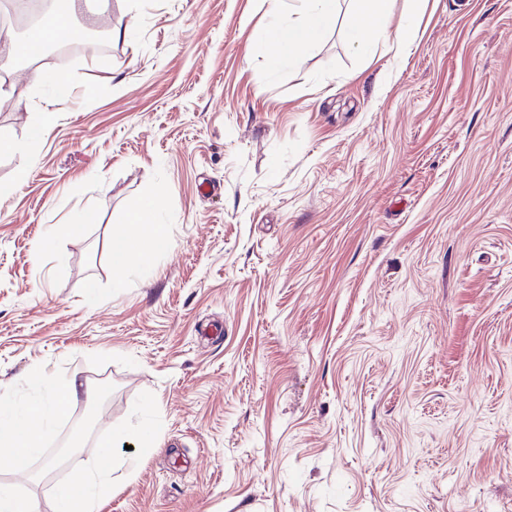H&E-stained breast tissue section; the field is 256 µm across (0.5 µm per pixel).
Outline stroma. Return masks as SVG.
<instances>
[{
    "label": "stroma",
    "instance_id": "obj_1",
    "mask_svg": "<svg viewBox=\"0 0 512 512\" xmlns=\"http://www.w3.org/2000/svg\"><path fill=\"white\" fill-rule=\"evenodd\" d=\"M412 9L405 53L353 49L343 7L276 72L269 0L72 19L44 139L39 110L0 106L29 145L0 153V380L24 402L41 372L105 374L112 399L78 395L0 483L55 512L100 440L151 420L102 512H512V0H395L391 25ZM144 200L168 244L117 290L109 243ZM94 214L92 212H84L77 219L68 222L67 224L54 225V229L51 234L46 237L40 245V249L43 253H49L55 248L56 239L63 234H72L80 231L83 224L92 222Z\"/></svg>",
    "mask_w": 512,
    "mask_h": 512
}]
</instances>
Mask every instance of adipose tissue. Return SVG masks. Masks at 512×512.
Returning a JSON list of instances; mask_svg holds the SVG:
<instances>
[{"mask_svg": "<svg viewBox=\"0 0 512 512\" xmlns=\"http://www.w3.org/2000/svg\"><path fill=\"white\" fill-rule=\"evenodd\" d=\"M393 2L349 0L357 17L356 25L348 33L354 47H368L374 40L389 35L401 48L416 40L419 32L416 13H408L396 30H389ZM270 3L272 12L286 9L302 16L299 23L284 25L272 21L256 32L255 39L263 47L266 65L272 70L296 65L340 7V0H270ZM46 81L51 83L56 98L69 96L72 86L68 75L39 73L26 81H13L8 88L0 87V102L8 100L18 107L30 106L35 90ZM165 241L164 227L154 221L151 203H141L127 224L112 235L113 287H124L125 275L132 265L151 269L154 255L163 248ZM38 382L45 388L44 395L20 404L9 384L0 381V450L6 451L14 465L21 469L41 451L55 423L66 416L82 387L76 378L54 374L39 375ZM112 446V441L103 442L94 467L58 489L55 512H100L102 501L112 490L110 476L117 464Z\"/></svg>", "mask_w": 512, "mask_h": 512, "instance_id": "adipose-tissue-1", "label": "adipose tissue"}]
</instances>
